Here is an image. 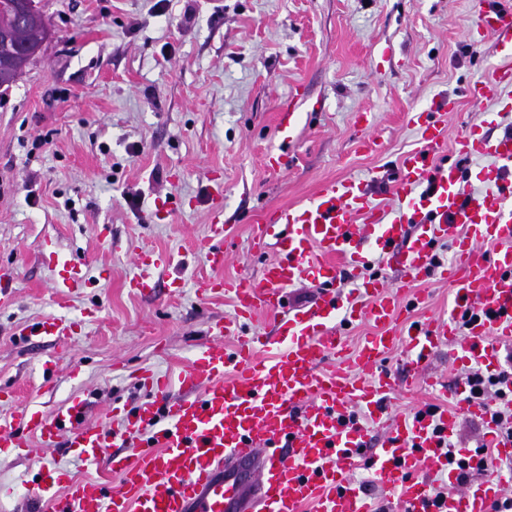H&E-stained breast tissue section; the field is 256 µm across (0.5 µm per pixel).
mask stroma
Masks as SVG:
<instances>
[{"mask_svg":"<svg viewBox=\"0 0 512 512\" xmlns=\"http://www.w3.org/2000/svg\"><path fill=\"white\" fill-rule=\"evenodd\" d=\"M41 0L53 31L9 89H0V265L17 269L16 300L0 309V414L18 404L52 415L83 400L87 420L146 397L133 375L149 369L183 391L182 368L195 360L217 320L233 317L226 294L198 300L194 279L210 275L208 188L224 180L223 275L256 278L276 246L255 254L251 226L266 212L309 202L328 179L359 178L395 210L398 166L415 147L407 113L446 97L447 142L498 136L512 111L472 99L468 87L503 64L493 34L472 44L473 0ZM475 45V56L463 54ZM300 91L291 143L275 134L278 103ZM372 116L378 154L355 149L356 113ZM288 148V164L265 156ZM172 200L164 220L158 203ZM144 250L174 257L158 270L181 277L174 296L126 286ZM80 263L88 285L66 306L54 299L64 263ZM77 322L70 346L24 340L23 327L48 316ZM467 336L426 365L439 379L404 386V349L384 366L398 388L391 413L444 405L467 361ZM55 359L51 374L45 360ZM70 478H110L74 449L0 451V512H47L30 487L38 465Z\"/></svg>","mask_w":512,"mask_h":512,"instance_id":"obj_1","label":"stroma"}]
</instances>
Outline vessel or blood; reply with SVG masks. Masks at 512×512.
<instances>
[{"mask_svg": "<svg viewBox=\"0 0 512 512\" xmlns=\"http://www.w3.org/2000/svg\"><path fill=\"white\" fill-rule=\"evenodd\" d=\"M484 2L474 0L475 27L496 35L500 53L512 60V10H487ZM511 83L512 63L488 71L468 94L495 100ZM299 97L292 92L279 105L278 133L292 128ZM455 109L454 101L442 98L427 111L409 113L419 139L399 162L398 183L407 198L399 216L388 217L357 179L325 181L310 203L271 210L255 225V250L273 241L278 255L253 280L229 281L218 274L227 225L224 184L214 178L208 262L216 274L198 280L195 288L203 301L233 293L236 314L210 327L204 350L180 372L182 397L170 398L167 381L151 370L138 373L147 397L126 416L125 433L144 431L148 437L126 455L112 456L120 488L100 478L73 480L41 466L33 490L49 502L50 512H301L306 505L316 512H374L351 476L366 458L377 483L396 494L402 512H489L506 475L473 479L435 507L425 474L443 469L439 441L454 438L464 416L483 419L499 456L512 457V439L498 437L491 412L458 392L440 408L423 404L412 417L391 416L396 383L383 367L402 346L409 365L423 368L455 340L465 310L472 315L469 359L494 367L500 345L512 344V185L504 180L512 171V134L458 140L459 156L494 160L477 174L487 183L486 192L464 200L460 169L442 158L448 114ZM365 227L405 284L435 276L447 282L454 301L448 314L416 320L410 312L422 296L399 299L383 274L365 273L359 246ZM441 240L454 250V262L445 268L434 262ZM486 244L495 245L492 255L484 254ZM135 263L139 272L128 285L148 294L156 286L152 269L171 266L173 257L145 251ZM345 275L355 286L341 296L336 284ZM301 280L320 292L310 304L295 306L289 290ZM258 311L274 314L273 335L247 334L245 324ZM361 322L380 332L366 337L354 356L344 357L343 337ZM73 329V323L51 316L22 334L63 344ZM230 336L238 342L233 351L224 345ZM270 345L277 346V354L257 359L258 348ZM357 408L370 426L354 420ZM378 435L383 441L377 447ZM32 438L44 448L66 443L97 462L113 435L86 420L79 400L52 416L24 406L0 415V448L22 449Z\"/></svg>", "mask_w": 512, "mask_h": 512, "instance_id": "1", "label": "vessel or blood"}]
</instances>
